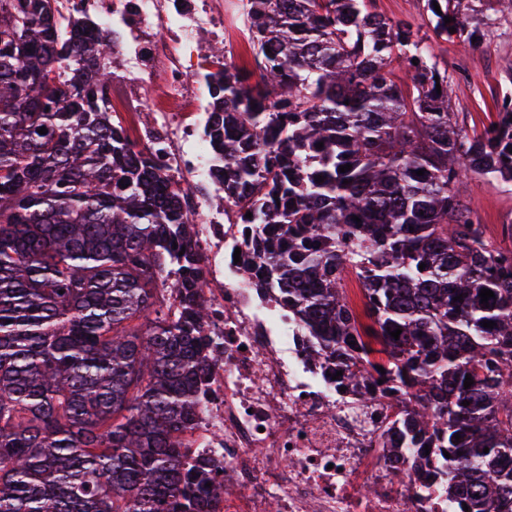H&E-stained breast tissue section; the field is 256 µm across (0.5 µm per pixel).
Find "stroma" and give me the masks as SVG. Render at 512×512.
<instances>
[{
  "label": "stroma",
  "mask_w": 512,
  "mask_h": 512,
  "mask_svg": "<svg viewBox=\"0 0 512 512\" xmlns=\"http://www.w3.org/2000/svg\"><path fill=\"white\" fill-rule=\"evenodd\" d=\"M377 12L410 22L432 48L433 60L448 73V103L467 127L482 128L497 117L504 96H512V10L501 0H482L490 19L478 45L434 36L425 0H375ZM467 203L473 218L488 235L499 238L501 227L512 224V191L473 174L468 178Z\"/></svg>",
  "instance_id": "1"
}]
</instances>
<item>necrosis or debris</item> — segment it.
<instances>
[{
	"label": "necrosis or debris",
	"mask_w": 512,
	"mask_h": 512,
	"mask_svg": "<svg viewBox=\"0 0 512 512\" xmlns=\"http://www.w3.org/2000/svg\"><path fill=\"white\" fill-rule=\"evenodd\" d=\"M66 14L111 33L123 61L113 106L128 112L152 159L181 188L211 180L203 128L210 98L200 78L199 31L224 38V0H62ZM153 123H143V114ZM213 189L190 212L205 257L211 329L224 346L209 397L186 436L189 455L213 459L224 479L218 512H457L436 455L404 447L389 423L402 405L377 377L355 384L312 355L309 335L279 295L245 282L235 250L245 227L229 223Z\"/></svg>",
	"instance_id": "1"
}]
</instances>
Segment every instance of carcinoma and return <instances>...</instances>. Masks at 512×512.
<instances>
[{
	"instance_id": "cac0c4a2",
	"label": "carcinoma",
	"mask_w": 512,
	"mask_h": 512,
	"mask_svg": "<svg viewBox=\"0 0 512 512\" xmlns=\"http://www.w3.org/2000/svg\"><path fill=\"white\" fill-rule=\"evenodd\" d=\"M369 2L244 0L262 81L206 75L213 179L252 237L242 275L317 354L357 349L349 377L386 370L406 399L393 427L409 447L434 432L465 503L512 512V247L463 200L472 172L512 187V97L468 131L426 38ZM425 7L441 39L483 35L475 0ZM111 45L57 0H0V512H213L224 496L183 451L219 348L204 259L187 194L113 119Z\"/></svg>"
}]
</instances>
